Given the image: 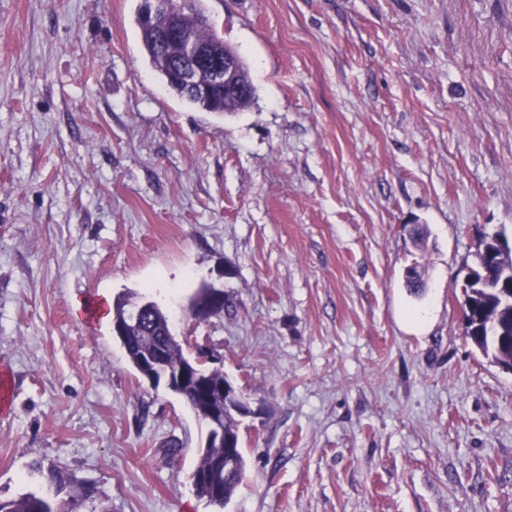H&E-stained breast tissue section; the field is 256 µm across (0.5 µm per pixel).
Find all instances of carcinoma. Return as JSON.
<instances>
[{
    "label": "carcinoma",
    "instance_id": "cac0c4a2",
    "mask_svg": "<svg viewBox=\"0 0 512 512\" xmlns=\"http://www.w3.org/2000/svg\"><path fill=\"white\" fill-rule=\"evenodd\" d=\"M172 0H154L153 20L157 27H164L170 21L169 5ZM202 13L199 0H190L182 8L181 23L195 30L199 41L217 43L221 50L237 59L240 75L250 85L249 95L245 98L231 100L217 99L203 103L192 95L185 87L169 80L167 68L161 64L155 50L152 33L140 29L144 50L154 70L166 83L169 90L180 99L192 106L207 112L218 114L235 113L247 108L254 99L255 87L250 76L249 68L242 57L232 47L224 44L217 32L210 26L197 25L196 19ZM493 236L487 235L483 247L495 252V272L512 271V251H501L492 243ZM473 284L464 289L462 304L463 315L469 321L467 338L484 356L489 357L501 366H512V303L496 288L479 286L484 276L482 263L471 270ZM140 311L138 320L127 325V342L123 343L126 356L132 365H137L139 356L145 352L159 350L169 364H184L188 359L183 345L173 337L171 324L167 314L154 302L143 301L133 293L117 297L112 304L113 318L127 321L134 311ZM170 392L184 400L195 416L206 422L208 414L200 407L194 397L174 386ZM209 406L224 410V432L234 437L233 452L224 454V449L216 447L215 443H205L200 449V458L192 472V476L212 472V478L195 480L193 485L196 493L207 500L209 504L222 509L244 480L247 461L240 440V417L225 406L224 392L216 391L211 395ZM87 498L83 490H75L69 500H59L48 495L28 494L17 500L2 503L0 512H76L80 501Z\"/></svg>",
    "mask_w": 512,
    "mask_h": 512
}]
</instances>
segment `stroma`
I'll use <instances>...</instances> for the list:
<instances>
[{
	"instance_id": "35a3bbf8",
	"label": "stroma",
	"mask_w": 512,
	"mask_h": 512,
	"mask_svg": "<svg viewBox=\"0 0 512 512\" xmlns=\"http://www.w3.org/2000/svg\"><path fill=\"white\" fill-rule=\"evenodd\" d=\"M139 4L0 0V501L55 468L79 512H214L205 425L85 314L134 292L250 402L224 512H512V372L461 314L512 232V0H204L255 86L224 116Z\"/></svg>"
}]
</instances>
